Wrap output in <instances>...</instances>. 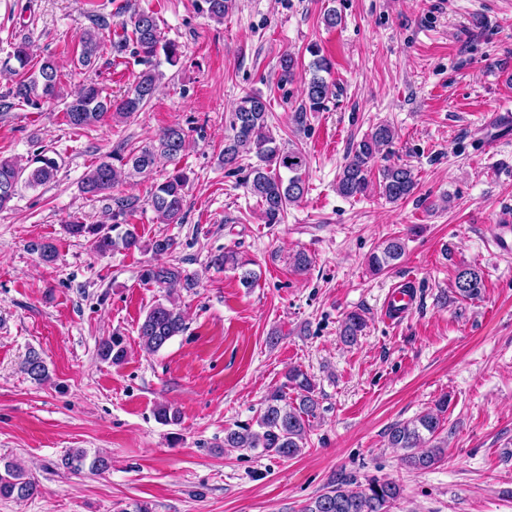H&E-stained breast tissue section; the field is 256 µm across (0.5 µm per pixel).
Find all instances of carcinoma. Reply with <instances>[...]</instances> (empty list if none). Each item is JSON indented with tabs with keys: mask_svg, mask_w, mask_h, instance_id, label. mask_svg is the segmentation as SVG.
Instances as JSON below:
<instances>
[{
	"mask_svg": "<svg viewBox=\"0 0 512 512\" xmlns=\"http://www.w3.org/2000/svg\"><path fill=\"white\" fill-rule=\"evenodd\" d=\"M232 0H199L198 10L218 22L224 21ZM92 26L84 29L79 39L80 51L77 62L84 68L94 66L103 43V31L111 28L106 15L90 16ZM122 25L130 27L126 35L112 41V51L124 54L133 48V55L145 69L141 71L130 89L114 100L103 94L93 80L64 102L65 122L72 128H85L107 118L126 119L141 111L155 96L162 63L173 65L179 57L178 45L165 39L156 13L145 10L133 11ZM313 60L308 66L310 77L305 83L304 100L292 113L297 129H306L309 115L321 112L333 95L332 85L322 76L330 73L332 61L322 54L316 44L308 48ZM61 98V72L55 60L45 57L13 88L0 95V110L7 112L19 104L34 108L53 103ZM229 127L231 135L224 140L221 162L233 171L248 170L243 178L247 192L259 199L266 224L282 222L287 206L298 202L307 192L304 174L307 156L297 147H287L278 141L267 126V101L259 91L242 96L232 112ZM394 132L390 125L382 123L370 135L352 145L336 182L339 195L351 198L363 195L369 186V176L378 161L381 147L392 143ZM186 149L183 130L172 126L165 128L148 144L134 148L124 155L117 152L96 163L82 179V192L92 197L111 191L119 182L153 169L160 158L178 163ZM253 155L257 162L241 165L243 157ZM57 161L43 153L34 155L26 164L13 159H0V210L10 207L21 185H43L52 181L57 173ZM288 173L283 178L281 172ZM379 187L382 196L397 203L411 196L416 188L413 170L405 164H388L378 168ZM187 175L174 168L162 183L158 184L149 199L157 218L164 224H180L184 218ZM137 208V201L124 197H112V223L71 224L69 232L74 236L91 238L94 248L107 253L120 250H139L142 241L136 227L128 223ZM405 253V240L394 236L383 240L369 254L368 266L381 271L399 260ZM208 265L216 270L231 269L238 272L240 284L254 287L258 274L249 268L250 261L238 257L233 250L210 257ZM141 278L160 288L173 289L178 284L186 288L195 285L175 264L156 263L145 266ZM485 290L482 270L476 266H464L457 270L454 293L462 300L481 298ZM365 326L363 316L351 312L345 317L341 336L344 343H356ZM185 329L184 317L173 303L158 301L146 313L138 327V336L145 350L155 353L165 347ZM101 360L114 365L122 364L127 349L122 336L114 334L99 343ZM25 371L35 381L48 377V369L36 352H31L25 362ZM295 398L288 399V393ZM319 401L315 395L312 378L298 367H291L286 382L264 399L263 411L253 420L239 423L225 432L224 447L250 451L277 457L293 458L299 455L307 443L313 421L318 416ZM448 411V399L444 398L412 420L394 424L388 433L391 447L407 451L403 461L413 470H425L442 462L446 455L447 440L440 432ZM62 465L74 471L88 468L102 471L108 467V459L96 455L89 457L83 449L69 451ZM38 494V483L22 467L12 461L0 463V498L30 499ZM402 488L394 480L370 479L365 484L353 478L338 479L329 484L324 492L307 503L302 512H390L401 498Z\"/></svg>",
	"mask_w": 512,
	"mask_h": 512,
	"instance_id": "carcinoma-1",
	"label": "carcinoma"
}]
</instances>
